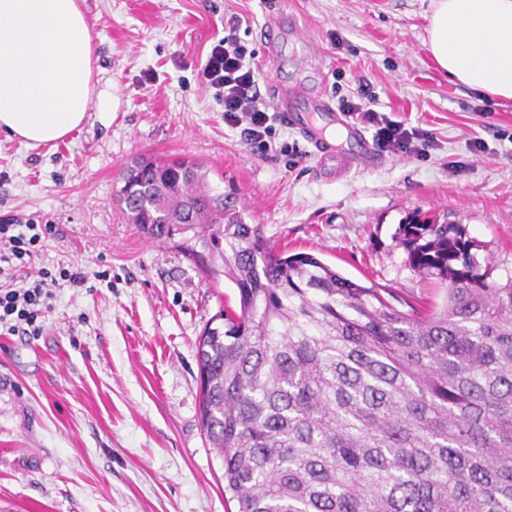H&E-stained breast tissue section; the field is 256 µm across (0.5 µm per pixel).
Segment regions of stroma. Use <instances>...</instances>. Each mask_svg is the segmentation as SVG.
<instances>
[{
    "label": "stroma",
    "mask_w": 512,
    "mask_h": 512,
    "mask_svg": "<svg viewBox=\"0 0 512 512\" xmlns=\"http://www.w3.org/2000/svg\"><path fill=\"white\" fill-rule=\"evenodd\" d=\"M96 84L79 131L32 149L0 131V220L50 224L35 267L76 266L37 339L0 335V512H237L200 427L196 344L236 286H212L182 247L123 216L119 174L141 155L188 156L237 192L270 243L318 256L399 309L442 306L394 236L417 213L465 225L512 268V102L450 82L423 44L433 0H79ZM259 86L297 104L367 84L376 110L432 134L427 156L381 151L370 165H319L247 144L197 70L231 16Z\"/></svg>",
    "instance_id": "1"
}]
</instances>
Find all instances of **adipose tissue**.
I'll list each match as a JSON object with an SVG mask.
<instances>
[{
  "instance_id": "obj_1",
  "label": "adipose tissue",
  "mask_w": 512,
  "mask_h": 512,
  "mask_svg": "<svg viewBox=\"0 0 512 512\" xmlns=\"http://www.w3.org/2000/svg\"><path fill=\"white\" fill-rule=\"evenodd\" d=\"M424 44L449 81L512 101V0H435ZM92 78L78 0H0V130L31 147L65 139L91 101L110 108Z\"/></svg>"
}]
</instances>
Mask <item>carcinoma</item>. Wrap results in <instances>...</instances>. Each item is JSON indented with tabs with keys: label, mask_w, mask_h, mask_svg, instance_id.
<instances>
[{
	"label": "carcinoma",
	"mask_w": 512,
	"mask_h": 512,
	"mask_svg": "<svg viewBox=\"0 0 512 512\" xmlns=\"http://www.w3.org/2000/svg\"><path fill=\"white\" fill-rule=\"evenodd\" d=\"M209 174L141 156L118 196L238 288L197 341L201 425L238 512H512V270L463 225L412 218L397 246L446 297L406 312L276 249Z\"/></svg>",
	"instance_id": "carcinoma-1"
}]
</instances>
